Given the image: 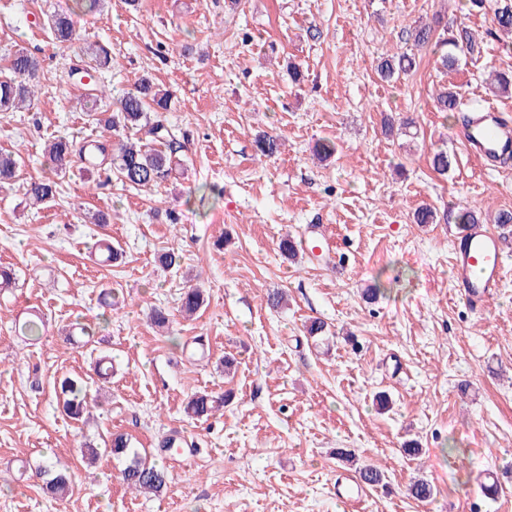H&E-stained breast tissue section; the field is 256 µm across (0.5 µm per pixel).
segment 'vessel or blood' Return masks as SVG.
<instances>
[{
	"label": "vessel or blood",
	"mask_w": 512,
	"mask_h": 512,
	"mask_svg": "<svg viewBox=\"0 0 512 512\" xmlns=\"http://www.w3.org/2000/svg\"><path fill=\"white\" fill-rule=\"evenodd\" d=\"M462 141L476 158L510 155L512 123L495 108L479 110L472 114ZM504 273L505 259L496 234L475 225L458 236L452 250L453 280L473 306H485L500 288Z\"/></svg>",
	"instance_id": "b4317fda"
}]
</instances>
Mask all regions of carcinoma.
Wrapping results in <instances>:
<instances>
[{
	"label": "carcinoma",
	"mask_w": 512,
	"mask_h": 512,
	"mask_svg": "<svg viewBox=\"0 0 512 512\" xmlns=\"http://www.w3.org/2000/svg\"><path fill=\"white\" fill-rule=\"evenodd\" d=\"M103 0H71V3L52 12L47 19L48 29L56 42L71 45L79 40L73 22V16L81 13L92 14L100 10ZM495 4L494 20L497 29L512 34V0H467V10L480 12L489 4ZM408 38L417 47L429 44L442 51L443 68L450 69L468 57L480 54L481 40L468 27L459 24L442 33L429 24L414 27L409 31ZM87 53L94 61L92 69L84 71V76L92 77L91 70L99 69L109 63V53L101 46L89 45ZM416 65V58L402 54L388 56L380 60L377 74L383 81L397 80L410 72ZM38 60L24 51H18L11 60L10 67L0 72V111L16 112L30 110L34 107V91L30 82L38 75ZM490 87L501 93L512 91V72H494L491 75ZM171 94L167 90H159L148 78H142L133 89L125 92L117 101V107L108 113L101 110L98 98H87L82 101L83 112L88 120L106 130L119 129L138 131L145 130L150 137L148 142L120 139L111 144L94 141L76 146L66 137H57L49 141L44 148V157L54 175H59L74 164L81 169H93L104 181H118L124 186L134 189H150L169 180L180 159L177 153L181 144L172 139L168 129L159 119H151L148 109L153 111L168 109ZM436 111L453 117L458 112H465L469 104L463 102L460 93L445 88L434 97ZM258 151L265 156L278 152L280 140L274 135L263 133L256 138ZM16 152L0 151V184L7 183L16 177L21 167ZM60 195L58 182L52 176H45L27 183L24 196L27 205L39 209L47 202ZM204 303V291L195 286L185 289L181 300V312L191 317ZM43 320L36 314H28L18 322V333L29 340L35 341L41 336ZM59 400L64 413L77 421L82 420L90 411L91 398L88 383L76 376H65L58 381ZM222 396H213L206 392L193 394L185 406L186 414L193 419L209 417L212 412L224 405ZM110 453L125 460L121 470V480L127 489L136 493L159 494L167 486V470L143 457L131 448L130 442L121 434L112 436L105 443ZM51 478L46 483V490L53 496L63 499L70 489V476L51 465L46 468ZM411 497L421 502L433 497L434 488L425 480H415L409 484Z\"/></svg>",
	"instance_id": "carcinoma-1"
}]
</instances>
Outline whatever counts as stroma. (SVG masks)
<instances>
[{
    "instance_id": "1",
    "label": "stroma",
    "mask_w": 512,
    "mask_h": 512,
    "mask_svg": "<svg viewBox=\"0 0 512 512\" xmlns=\"http://www.w3.org/2000/svg\"><path fill=\"white\" fill-rule=\"evenodd\" d=\"M64 3L0 0V70L19 50L40 63L37 107L0 112V150L24 160L18 180L0 185V266L16 278L0 294V512H512V224L495 221L512 211V159L469 157L462 122L433 102L454 87L512 122V94L486 82L490 70H512L491 14L462 0H107L75 18L84 42L111 52L97 74L104 102L114 107L145 75L169 90L162 117L185 145L182 170L138 191L97 187L73 168L60 198L35 210L23 184L46 172V141L109 137L67 79L85 61L79 45L47 29ZM437 19L471 29L480 56L445 70L433 49L415 50L409 27ZM403 52L416 69L382 81L380 58ZM263 132L282 139L279 153L256 151ZM325 140L336 150L323 159L315 146ZM440 150L444 175L432 167ZM205 183L218 193L203 201ZM424 204L436 223H414ZM463 209L505 251L502 286L481 310L451 279ZM98 212L110 223L86 222ZM312 225L329 253L282 255L281 239L303 240ZM98 236L120 251L112 265L89 255ZM172 248L182 260L167 269L158 258ZM196 283L206 303L186 320L180 293ZM109 288L121 291L117 307L103 302ZM275 291L285 306L267 305ZM155 307L169 312L171 335L152 328ZM32 311L45 321L36 341L14 326ZM313 317L325 335H307ZM78 319L104 324L89 345L67 341ZM102 353L112 356L108 383L93 374ZM63 375L87 378L98 396L89 419L57 409ZM196 392L228 400L197 421L184 413ZM114 432L167 468L161 496L126 490L110 455L85 466L83 444ZM172 434L185 447L161 450ZM408 441L419 456L404 454ZM56 460L72 475L62 500L43 493L39 475ZM368 464L382 484L339 503L337 478ZM417 478L433 486L431 501L407 496ZM495 479L503 491L490 499L479 484Z\"/></svg>"
}]
</instances>
